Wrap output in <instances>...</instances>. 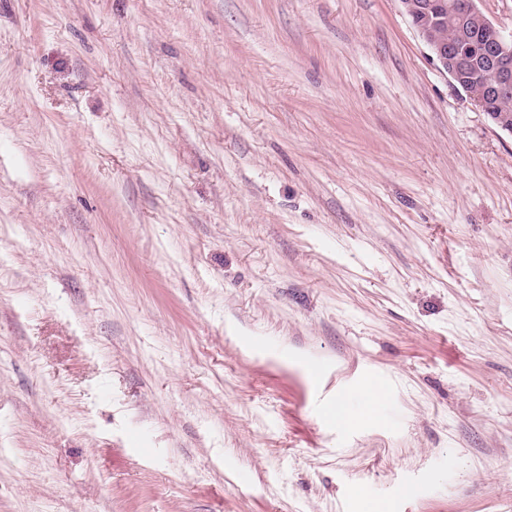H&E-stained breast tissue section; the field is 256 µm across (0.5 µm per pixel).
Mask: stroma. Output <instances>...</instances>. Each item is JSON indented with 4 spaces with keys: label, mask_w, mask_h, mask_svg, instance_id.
I'll return each mask as SVG.
<instances>
[{
    "label": "stroma",
    "mask_w": 512,
    "mask_h": 512,
    "mask_svg": "<svg viewBox=\"0 0 512 512\" xmlns=\"http://www.w3.org/2000/svg\"><path fill=\"white\" fill-rule=\"evenodd\" d=\"M367 499L512 512V134L399 0H0V512ZM384 395L383 387L374 382L362 386L358 392V397L363 401L362 414L370 416L376 413L383 403Z\"/></svg>",
    "instance_id": "1"
}]
</instances>
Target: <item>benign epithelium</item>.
I'll return each instance as SVG.
<instances>
[{"label": "benign epithelium", "mask_w": 512, "mask_h": 512, "mask_svg": "<svg viewBox=\"0 0 512 512\" xmlns=\"http://www.w3.org/2000/svg\"><path fill=\"white\" fill-rule=\"evenodd\" d=\"M403 11L429 47L440 68L465 87L468 98L501 130L512 134V114L495 104L512 98V34L498 30L476 0H400ZM472 19L488 37L471 44L450 35L453 20Z\"/></svg>", "instance_id": "obj_1"}]
</instances>
